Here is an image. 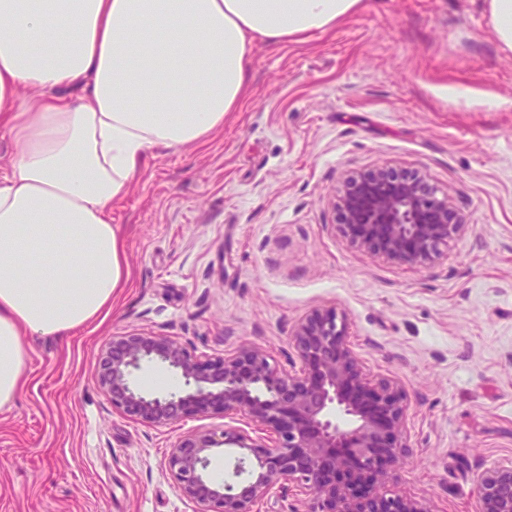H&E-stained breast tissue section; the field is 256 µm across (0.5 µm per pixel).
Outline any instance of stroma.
Segmentation results:
<instances>
[{
    "label": "stroma",
    "instance_id": "35a3bbf8",
    "mask_svg": "<svg viewBox=\"0 0 512 512\" xmlns=\"http://www.w3.org/2000/svg\"><path fill=\"white\" fill-rule=\"evenodd\" d=\"M391 167L462 215L430 267L337 228L345 179ZM112 221L130 279L97 321L30 341L28 379L0 408V512H193L168 448L201 429L266 432L241 414H120L95 381L106 342L256 348L288 371L289 333L316 308L346 318L366 369L404 390L412 454L390 490L475 512L477 478L512 463V53L484 0H367L308 42L256 43L239 111L204 147L157 151Z\"/></svg>",
    "mask_w": 512,
    "mask_h": 512
}]
</instances>
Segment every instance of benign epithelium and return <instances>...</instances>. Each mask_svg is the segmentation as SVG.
I'll use <instances>...</instances> for the list:
<instances>
[{
  "mask_svg": "<svg viewBox=\"0 0 512 512\" xmlns=\"http://www.w3.org/2000/svg\"><path fill=\"white\" fill-rule=\"evenodd\" d=\"M339 230L355 247L395 263L429 267L463 230L446 197L415 172L389 168L350 177L339 197ZM345 318L315 309L289 340L299 365L272 366L257 349L200 357L172 336L115 335L95 375L120 413L150 425L184 417L244 414L270 443L235 429L198 430L169 449L165 467L194 512H254L272 491L304 495L303 512H433L425 499L392 494L389 472L412 449L403 440L407 403L398 380L369 374L352 349ZM144 362L165 365L177 392L145 394L132 382ZM350 417L343 428L333 408ZM234 449L239 482L219 483L208 467L218 449ZM476 512H512V464L481 474Z\"/></svg>",
  "mask_w": 512,
  "mask_h": 512,
  "instance_id": "benign-epithelium-1",
  "label": "benign epithelium"
}]
</instances>
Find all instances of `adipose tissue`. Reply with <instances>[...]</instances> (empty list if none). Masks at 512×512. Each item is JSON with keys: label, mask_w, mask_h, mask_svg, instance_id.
Returning a JSON list of instances; mask_svg holds the SVG:
<instances>
[{"label": "adipose tissue", "mask_w": 512, "mask_h": 512, "mask_svg": "<svg viewBox=\"0 0 512 512\" xmlns=\"http://www.w3.org/2000/svg\"><path fill=\"white\" fill-rule=\"evenodd\" d=\"M364 0H0V407L27 337L61 338L129 276L112 204L155 149L206 145L255 42L302 43Z\"/></svg>", "instance_id": "obj_1"}]
</instances>
